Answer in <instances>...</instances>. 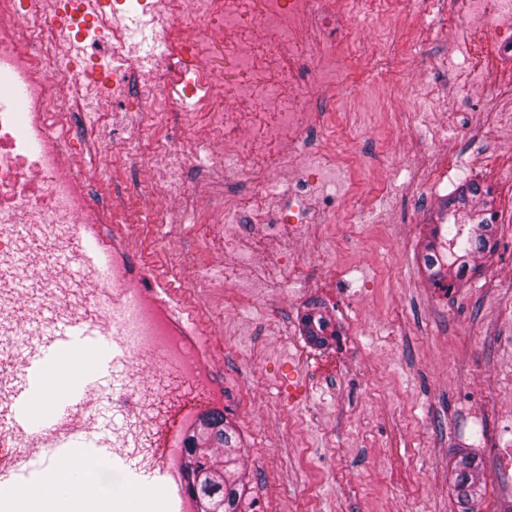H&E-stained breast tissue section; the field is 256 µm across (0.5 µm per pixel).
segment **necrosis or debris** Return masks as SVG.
<instances>
[{"instance_id": "obj_1", "label": "necrosis or debris", "mask_w": 512, "mask_h": 512, "mask_svg": "<svg viewBox=\"0 0 512 512\" xmlns=\"http://www.w3.org/2000/svg\"><path fill=\"white\" fill-rule=\"evenodd\" d=\"M82 0H0V335L17 331L8 307L20 275L19 260L31 242L43 245L38 293L54 301L62 315L95 305L104 336L126 341L127 358L147 352L161 368L190 382L206 404L219 397L208 375L194 371L164 314L144 282L129 275L126 260L109 277L87 275L83 283L61 287L58 255L75 239L97 236L111 223L110 209L96 203L71 159L72 117L107 86L112 97L131 82L153 84L164 111L166 85L181 87L207 113L210 162L225 178L259 191V202H225L216 208L224 223V254L242 264L251 280L266 286L283 282L291 265L287 251L269 249L270 237L294 239L310 216L313 183L287 182L288 173L314 159L324 173L336 168L325 146L331 125L330 100L340 82L333 62L337 31L351 27V14L338 0H114L93 28L112 54L103 85L88 79L79 44ZM465 25L492 33L495 51L512 55V0H453L448 26ZM207 27L213 41L238 58L235 81L200 58L194 30ZM148 34L160 54L143 53L134 34ZM196 62L193 72L182 63ZM488 55L465 50L455 79L468 89L512 98V83H490ZM189 157L169 145L161 160H143L147 172H160L167 206L186 205L179 171ZM135 370L118 378L112 410L142 425L148 409Z\"/></svg>"}]
</instances>
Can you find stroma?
Listing matches in <instances>:
<instances>
[{"label":"stroma","mask_w":512,"mask_h":512,"mask_svg":"<svg viewBox=\"0 0 512 512\" xmlns=\"http://www.w3.org/2000/svg\"><path fill=\"white\" fill-rule=\"evenodd\" d=\"M418 0H348L358 25L336 35L343 76L369 97L336 99L326 146L340 164L322 177L330 223L295 245L302 275L286 293L225 305L224 227L207 223L211 147L196 142L182 172L197 198L159 219L162 182L143 199L139 158L187 131L157 122L153 91L131 87L107 112L75 114L71 156L88 189L132 238L130 258L167 283L212 354L225 417L240 434L256 512H458L455 462L475 457L482 493L474 512H512V102L457 88L448 55L462 42L437 7L429 31L413 22ZM399 45L381 82L363 43ZM443 95H436V88ZM443 123L445 138L428 130ZM474 180L501 214L494 252L441 292L422 252L448 196ZM325 306L353 346L318 348L303 316Z\"/></svg>","instance_id":"1"}]
</instances>
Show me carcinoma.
Masks as SVG:
<instances>
[{
  "instance_id": "carcinoma-1",
  "label": "carcinoma",
  "mask_w": 512,
  "mask_h": 512,
  "mask_svg": "<svg viewBox=\"0 0 512 512\" xmlns=\"http://www.w3.org/2000/svg\"><path fill=\"white\" fill-rule=\"evenodd\" d=\"M484 195L477 182L460 186L444 204L448 209V223L439 224L435 234L441 243L429 244L424 264L430 279L441 288H451L468 271L476 269V260L493 251L491 224L484 213L488 206L476 199ZM303 327L309 341L327 346L338 336L331 327L330 318L320 311L304 316ZM186 453L190 458L192 481L188 490L204 505L202 512H253L246 499L244 466L237 457V433L225 423L224 415L212 413L204 420L198 433L188 439ZM478 464L463 457L455 464L454 491L460 512H471L469 504L480 496L481 481Z\"/></svg>"
}]
</instances>
